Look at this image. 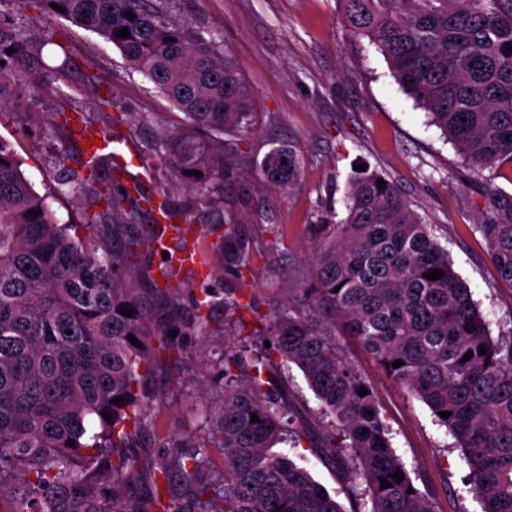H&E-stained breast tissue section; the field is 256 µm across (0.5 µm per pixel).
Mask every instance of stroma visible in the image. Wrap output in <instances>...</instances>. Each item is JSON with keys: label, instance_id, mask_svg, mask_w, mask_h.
<instances>
[{"label": "stroma", "instance_id": "obj_1", "mask_svg": "<svg viewBox=\"0 0 512 512\" xmlns=\"http://www.w3.org/2000/svg\"><path fill=\"white\" fill-rule=\"evenodd\" d=\"M166 9L175 22L220 35L252 110L234 172L214 183L211 204L192 213L206 264L203 273H186L192 288L224 293V258L211 230L215 204L262 254L250 275L260 306L284 299L286 288L302 287L311 274L314 213L321 205L344 213L353 167L365 161L394 180L431 224L491 334H498L512 319V284L498 278L487 244L474 229L482 199L476 189L457 182L462 161L455 147L402 91L377 47L349 30L340 0H168ZM36 15L33 6L0 0V17L31 33L32 57L42 77L38 90L11 91L13 112L0 121V141L13 149L59 223L73 225L74 235L88 244L106 236L90 221L96 209L91 196H74L58 184L54 160L59 153L69 154L72 169L81 163L78 145L52 122L64 97L101 126L111 124L120 111L147 116V123L132 132L152 171L142 183L144 191L167 195L175 204L190 199L185 182L154 150L161 133L184 127V114L96 33L58 18L52 24L54 43L42 45ZM106 93L112 105L100 104ZM288 142L301 150L299 184L289 192L274 191L259 179L256 167L273 147ZM223 320V313L215 312L208 335L180 337L182 354L157 357L145 377L150 420L133 448L139 476L129 500L149 498L160 457L194 447L207 454L208 478L223 481L224 451L212 443L205 414L224 398L220 368L225 352L256 346L252 337L224 332ZM340 344L372 385L396 453L432 485L437 512H481L461 482V452L451 434L435 424L425 404L387 379L353 337H341Z\"/></svg>", "mask_w": 512, "mask_h": 512}]
</instances>
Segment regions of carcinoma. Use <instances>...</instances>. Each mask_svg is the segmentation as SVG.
<instances>
[{
  "label": "carcinoma",
  "mask_w": 512,
  "mask_h": 512,
  "mask_svg": "<svg viewBox=\"0 0 512 512\" xmlns=\"http://www.w3.org/2000/svg\"><path fill=\"white\" fill-rule=\"evenodd\" d=\"M18 2L104 37L185 114L186 126L164 136L159 149L195 201L160 206L171 220H191L195 205L208 200L210 182L224 180L252 117L238 70L217 38L167 19L166 0ZM342 2L351 31L379 48L404 92L456 146L462 175L512 163V0ZM124 27L130 37L116 36ZM29 42L26 31L0 19V117L8 90L38 82L22 66ZM300 169V150L290 143L260 163L273 190L295 187ZM84 170L71 182L73 192L90 193L99 206L91 223L112 228L124 244L86 245L72 236L0 142V512H136L125 507L126 490L138 478L129 448L149 418L142 382L154 350L145 340L147 312L129 257L134 247L158 246L152 234L128 236L146 213L145 196L136 178L131 189L122 183L118 158L104 154ZM479 196L475 229L500 278L512 283V193L489 177ZM215 223L224 225V296L203 289L188 312L175 302L169 330L203 335L220 308L232 331L245 327L249 312L258 323L250 335L267 337L271 346L252 361L224 356V404L209 416L212 442L224 448V481L204 478L207 455L200 448L162 457L143 512H436L429 489L393 449L370 386L344 357L342 334L355 337L454 436L464 485L482 512H512V320L491 336L448 252L393 180L375 169L353 171L345 218L335 220L325 207L315 214L313 279L301 299L274 303L265 313L246 277L260 256L252 237L222 212ZM179 250L177 241L148 274L160 295L178 296L186 286ZM435 269L444 275L425 278ZM128 309L133 313L123 315ZM469 351L473 356L462 360ZM396 360L403 365L392 367ZM292 365L321 402L316 422L288 396L282 369ZM248 369L249 380L239 381ZM117 397L125 401L112 403ZM289 426L298 439L317 436L314 450L336 469L351 510L274 450ZM399 470L400 481L393 478ZM383 479L391 487L381 488ZM216 500L224 508H211Z\"/></svg>",
  "instance_id": "obj_1"
}]
</instances>
